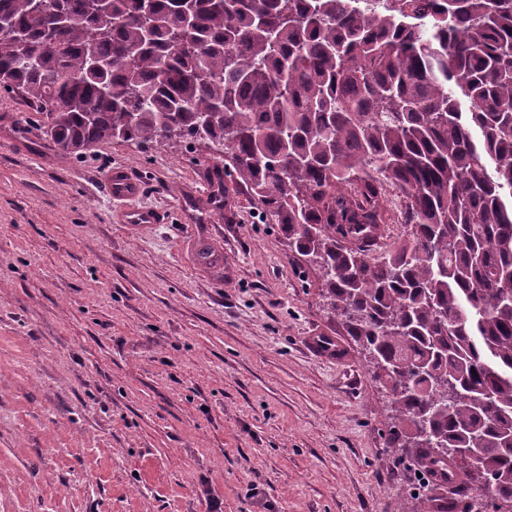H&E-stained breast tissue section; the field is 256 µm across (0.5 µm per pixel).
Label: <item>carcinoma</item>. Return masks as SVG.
Returning a JSON list of instances; mask_svg holds the SVG:
<instances>
[{
  "label": "carcinoma",
  "mask_w": 512,
  "mask_h": 512,
  "mask_svg": "<svg viewBox=\"0 0 512 512\" xmlns=\"http://www.w3.org/2000/svg\"><path fill=\"white\" fill-rule=\"evenodd\" d=\"M50 2L0 0V88L71 154L216 148L388 394L425 475L402 512L439 467L443 512H512V0ZM388 189L410 237L374 254Z\"/></svg>",
  "instance_id": "obj_1"
}]
</instances>
